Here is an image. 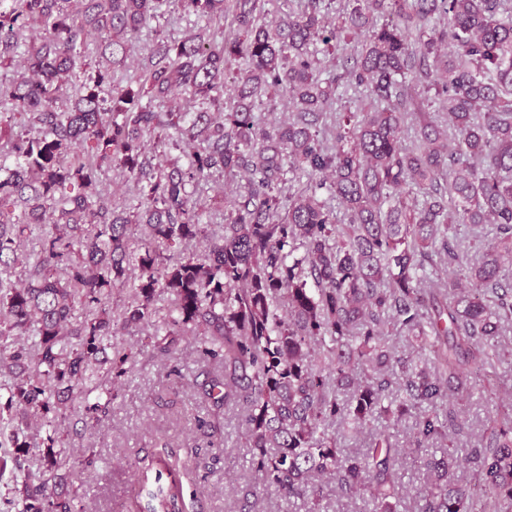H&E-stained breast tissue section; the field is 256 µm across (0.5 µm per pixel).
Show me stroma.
<instances>
[{"label":"stroma","instance_id":"35a3bbf8","mask_svg":"<svg viewBox=\"0 0 512 512\" xmlns=\"http://www.w3.org/2000/svg\"><path fill=\"white\" fill-rule=\"evenodd\" d=\"M140 333H121L114 341L117 350H127V373L112 386L118 397L107 417L94 429H84L82 416L86 403L75 399L66 422L70 446L92 448L97 454L94 466L76 465L72 488L79 497L81 512H114L135 477L132 462L150 451L153 443L169 442L182 457L196 466L189 489L194 494L193 512H308L302 501L287 502L271 491H262L250 467V453L244 445L241 420L224 413V442L208 444L195 429L198 412L196 379L201 371L195 337L184 338L173 359L158 360L142 352ZM178 375H171V368ZM461 411L462 431L455 445L468 448L486 435L490 421L500 419L496 403L485 385L456 398ZM401 449L398 479L402 485V512H415V496L426 484L424 471L412 464L417 452L411 445V423L402 421L396 431Z\"/></svg>","mask_w":512,"mask_h":512}]
</instances>
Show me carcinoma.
Masks as SVG:
<instances>
[{"label": "carcinoma", "instance_id": "cac0c4a2", "mask_svg": "<svg viewBox=\"0 0 512 512\" xmlns=\"http://www.w3.org/2000/svg\"><path fill=\"white\" fill-rule=\"evenodd\" d=\"M172 10L196 24L136 53ZM344 82L373 103L334 111ZM432 89L442 125L410 111ZM277 94L291 112L267 125L255 104ZM106 170L136 203L107 200ZM239 177L211 236L201 192ZM462 224L496 225L475 260L458 249ZM506 263L512 0H0V447L47 448L36 474L15 460L18 512H76L57 492L74 468L62 423L74 396L122 374L130 353L103 358L120 329L152 330L166 356L197 338L204 394L241 412L262 488L301 499L325 478L398 512L393 433L355 455L338 434L413 413L415 447L452 442L448 403L505 356ZM396 335L424 342L429 364L388 346ZM115 398L86 407L85 425ZM134 467L125 512H189L168 444ZM424 468L416 512H512L511 424Z\"/></svg>", "mask_w": 512, "mask_h": 512}]
</instances>
